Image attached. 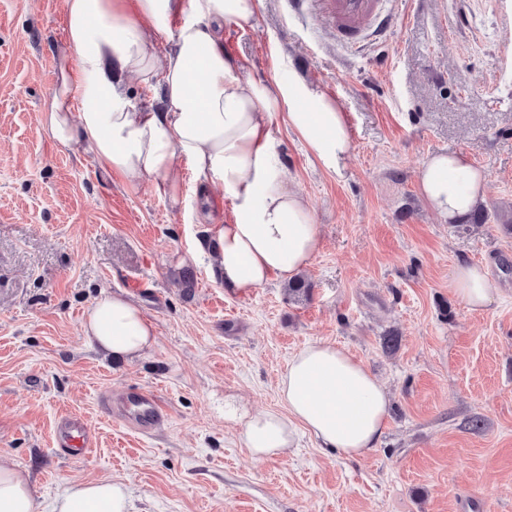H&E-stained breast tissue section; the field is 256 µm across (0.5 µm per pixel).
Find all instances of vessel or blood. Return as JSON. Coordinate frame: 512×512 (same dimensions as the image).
Masks as SVG:
<instances>
[{
  "mask_svg": "<svg viewBox=\"0 0 512 512\" xmlns=\"http://www.w3.org/2000/svg\"><path fill=\"white\" fill-rule=\"evenodd\" d=\"M300 6L323 16L337 44L350 50H360L379 39L393 24L388 0H298ZM103 412L117 416L120 425L140 433L153 430L168 420L169 411L154 390L133 387L120 402L111 395L101 394ZM57 444L62 448L88 454L94 446L91 427L80 417L68 416L57 429Z\"/></svg>",
  "mask_w": 512,
  "mask_h": 512,
  "instance_id": "1",
  "label": "vessel or blood"
}]
</instances>
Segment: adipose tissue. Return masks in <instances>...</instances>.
I'll return each instance as SVG.
<instances>
[{
    "instance_id": "obj_1",
    "label": "adipose tissue",
    "mask_w": 512,
    "mask_h": 512,
    "mask_svg": "<svg viewBox=\"0 0 512 512\" xmlns=\"http://www.w3.org/2000/svg\"><path fill=\"white\" fill-rule=\"evenodd\" d=\"M257 0H62L65 40L59 76L42 124L59 145L79 147L133 186L152 180L177 198L180 165L188 163L202 206L214 190L232 201L233 221L217 225L213 277L226 292L247 295L270 278L292 280L320 247L306 199L282 178L277 146L282 128L295 130L309 154L341 173L351 148L339 101L300 78L241 79L240 58L224 45V28L256 21ZM135 80L157 102L132 103ZM428 206L448 224L459 222L484 196L486 176L468 155L428 157L418 173ZM450 289L469 309L492 302L486 270L460 264ZM86 341L134 358L156 342L143 310L120 295L90 305ZM282 410L251 413L224 404L225 419L241 426L239 440L257 458L291 448L297 430L320 447L355 459L376 446L388 395L346 348L313 342L289 361L279 380ZM0 512L41 511L27 477L0 459ZM45 512H133L123 481L104 477L69 485Z\"/></svg>"
}]
</instances>
